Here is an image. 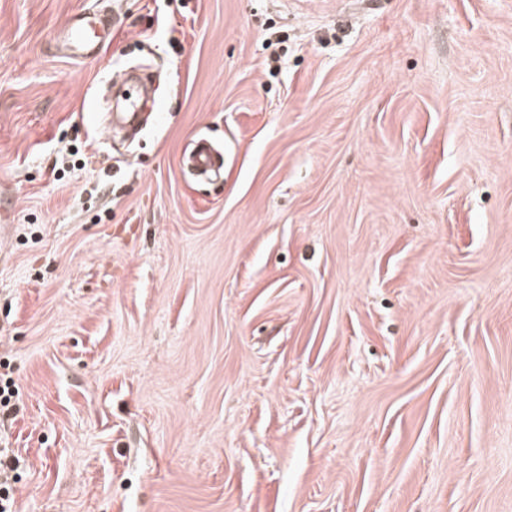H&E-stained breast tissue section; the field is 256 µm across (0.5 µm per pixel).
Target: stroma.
Instances as JSON below:
<instances>
[{"mask_svg":"<svg viewBox=\"0 0 512 512\" xmlns=\"http://www.w3.org/2000/svg\"><path fill=\"white\" fill-rule=\"evenodd\" d=\"M3 362L16 512H512V0H0ZM118 17L113 15L112 19L106 14L102 16L93 13L92 17H80L65 28V46L72 52L79 53L82 57H89L97 50L101 41L98 34V27L105 31L106 27L116 24ZM124 94L126 97V100L128 101L131 111L130 112H113L112 115V122L115 123L116 120L124 124L128 127H138L142 123V112H137L140 105H141V99L142 94L140 92L139 88H136L135 86H128L124 90Z\"/></svg>","mask_w":512,"mask_h":512,"instance_id":"35a3bbf8","label":"stroma"}]
</instances>
